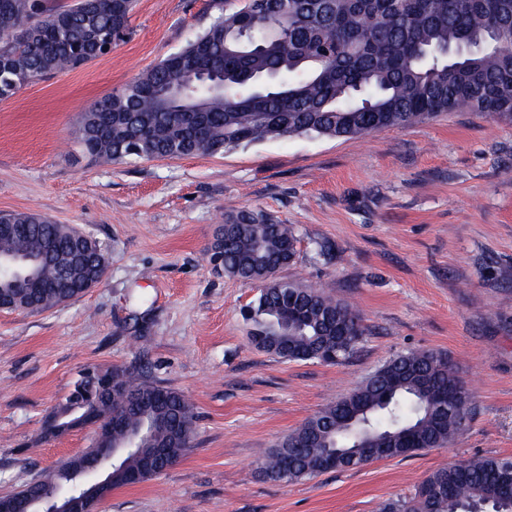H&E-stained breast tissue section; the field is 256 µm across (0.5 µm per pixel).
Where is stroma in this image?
I'll return each mask as SVG.
<instances>
[{
  "instance_id": "35a3bbf8",
  "label": "stroma",
  "mask_w": 512,
  "mask_h": 512,
  "mask_svg": "<svg viewBox=\"0 0 512 512\" xmlns=\"http://www.w3.org/2000/svg\"><path fill=\"white\" fill-rule=\"evenodd\" d=\"M212 0H136L111 51L0 101V212L93 235L102 283L34 314L0 312V493L88 448L92 428L44 438L87 369L145 367L194 405L191 449L165 474L113 490L97 512H376L433 470L512 456V125L456 112L366 140L293 137L219 155L91 158L77 117L203 32ZM293 225L280 277L331 292L366 334L338 364L254 349L253 285L204 249L226 216ZM431 350L470 395L446 445L293 483L262 457L392 356Z\"/></svg>"
}]
</instances>
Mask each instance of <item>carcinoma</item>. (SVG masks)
<instances>
[{
  "label": "carcinoma",
  "mask_w": 512,
  "mask_h": 512,
  "mask_svg": "<svg viewBox=\"0 0 512 512\" xmlns=\"http://www.w3.org/2000/svg\"><path fill=\"white\" fill-rule=\"evenodd\" d=\"M133 0H0V100L47 75L106 54L129 31ZM476 112L512 124V0H248L219 9L180 50L120 92L80 113V144L109 162L179 159L291 137L364 139L387 128ZM0 237V299L42 312L75 299L85 275L101 276L75 228L22 211ZM204 255L222 273L258 287L243 311L249 341L286 360L339 363L364 336L360 316L324 290L273 276L297 256L294 227L242 209L218 228ZM120 391L97 404H59L44 422L55 436L117 415L92 447L38 480L73 482L95 448L123 447L112 487L127 485L155 448L176 464L191 448L196 415L181 392L127 367L104 371ZM462 387L448 358L408 351L390 358L349 395L285 435L261 470L292 483L324 472L335 448L352 469L435 448L458 432ZM143 429L135 447L128 433ZM489 502L512 512V457H483L432 471L411 496L378 512H464Z\"/></svg>",
  "instance_id": "obj_1"
}]
</instances>
